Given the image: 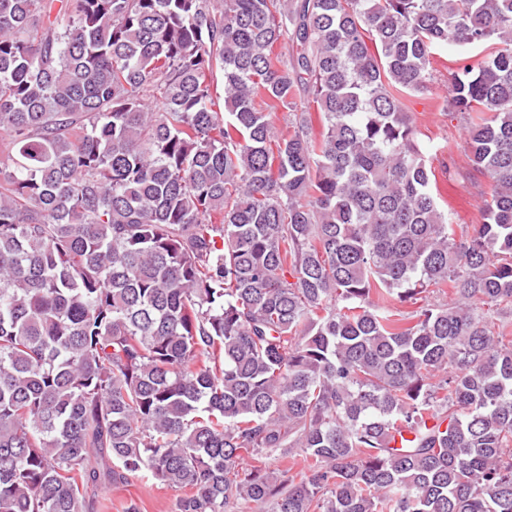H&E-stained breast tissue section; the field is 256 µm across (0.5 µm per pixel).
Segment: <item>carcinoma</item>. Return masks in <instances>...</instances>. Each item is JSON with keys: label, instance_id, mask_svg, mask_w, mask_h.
<instances>
[{"label": "carcinoma", "instance_id": "carcinoma-1", "mask_svg": "<svg viewBox=\"0 0 512 512\" xmlns=\"http://www.w3.org/2000/svg\"><path fill=\"white\" fill-rule=\"evenodd\" d=\"M0 137V512H512V0H0ZM486 47L466 55L455 47L438 52L433 63V79L428 91L406 95L407 112H412L416 140L436 170L434 192L440 206L448 210L451 224H478L480 207L492 192V182L475 174L465 150V128L469 120L461 115H448L449 97L446 75L448 68L460 58L474 56ZM93 501L91 512H125L130 499L141 512H176L177 493L151 479L134 480L130 485H112L89 491Z\"/></svg>", "mask_w": 512, "mask_h": 512}]
</instances>
